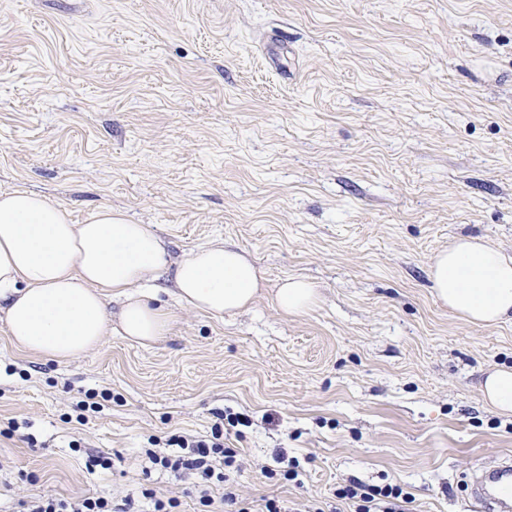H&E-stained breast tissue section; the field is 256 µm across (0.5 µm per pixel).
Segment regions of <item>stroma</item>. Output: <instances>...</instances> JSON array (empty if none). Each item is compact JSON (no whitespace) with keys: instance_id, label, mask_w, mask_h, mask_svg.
<instances>
[{"instance_id":"obj_1","label":"stroma","mask_w":512,"mask_h":512,"mask_svg":"<svg viewBox=\"0 0 512 512\" xmlns=\"http://www.w3.org/2000/svg\"><path fill=\"white\" fill-rule=\"evenodd\" d=\"M16 189L76 224L110 207L153 225L173 261L237 245L268 292L221 319L158 292L167 336L110 332L65 362L0 319V512L144 487L199 512L144 450L229 413L250 420L224 439L243 496L287 512L338 505L351 478L473 512L461 476L512 456V416L479 390L512 367V323L464 322L429 279L460 236L512 255V0H0ZM290 275L320 292L292 317L271 296Z\"/></svg>"}]
</instances>
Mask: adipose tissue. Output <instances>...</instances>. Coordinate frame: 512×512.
<instances>
[{"instance_id": "obj_1", "label": "adipose tissue", "mask_w": 512, "mask_h": 512, "mask_svg": "<svg viewBox=\"0 0 512 512\" xmlns=\"http://www.w3.org/2000/svg\"><path fill=\"white\" fill-rule=\"evenodd\" d=\"M436 297L470 324L512 321V256L461 237L430 266ZM174 284L177 302L214 317L248 310L264 278L242 249L214 243L170 261L150 224L102 208L85 223L25 190L0 193V314L16 348L66 361L97 347L108 331L146 345L165 336L171 312L154 304L157 282ZM120 300L118 312L107 297ZM316 286L286 277L273 302L299 315L318 302Z\"/></svg>"}]
</instances>
